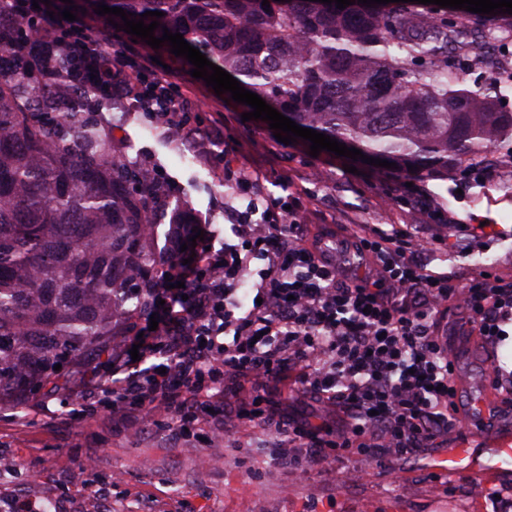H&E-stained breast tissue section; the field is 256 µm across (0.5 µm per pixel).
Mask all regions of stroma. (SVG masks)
Returning <instances> with one entry per match:
<instances>
[{"label":"stroma","mask_w":512,"mask_h":512,"mask_svg":"<svg viewBox=\"0 0 512 512\" xmlns=\"http://www.w3.org/2000/svg\"><path fill=\"white\" fill-rule=\"evenodd\" d=\"M73 3L108 34L111 48L132 43L141 55L158 57L147 79L176 69V81L189 96L188 121L219 128L220 139L187 142L131 99L123 100L122 113L105 115L130 159L157 171L172 198L187 199L193 216L213 226L216 247L234 238L225 203L246 205L225 184V169L259 170L266 176L268 197L299 198L315 212L312 232L330 241H343L342 224H401L432 241L422 257L427 270L448 274L458 284L482 270L512 283L511 143L494 148L484 168L452 169L443 178L408 177L360 160L350 173L344 169L346 157L325 150L310 156L307 140L287 145L275 138L268 122L243 121L244 105L192 77L182 58L112 28L91 0ZM184 152L193 153L194 164L181 161ZM418 194L430 197L431 206L413 203ZM443 213L452 215L453 223L442 224ZM443 325L461 379L486 377L489 364L512 371V335L494 349L480 344L453 308ZM257 396L281 401L289 415L310 424L328 420L322 404L286 396L271 384L230 398L224 409L230 443L210 441L208 422L191 426L187 440L177 442L166 413L151 425L133 409L74 422L66 396L38 394L21 403L20 420H0V512H11L22 498L51 506L53 512H470L477 488L469 473L451 476L445 489L429 480L442 454L438 448L402 461L346 455L333 471L289 474L267 455L273 429L237 418L239 405ZM45 405L57 410L58 418L43 416Z\"/></svg>","instance_id":"1"}]
</instances>
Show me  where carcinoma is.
Instances as JSON below:
<instances>
[{
	"label": "carcinoma",
	"instance_id": "cac0c4a2",
	"mask_svg": "<svg viewBox=\"0 0 512 512\" xmlns=\"http://www.w3.org/2000/svg\"><path fill=\"white\" fill-rule=\"evenodd\" d=\"M164 16L246 90L303 128L408 174L443 175L484 159L512 132V68L466 84L488 44H512V15L437 19L413 3L384 12L319 0H108ZM0 0V399L65 391L112 361L117 326L151 314L140 284L162 270L157 214L189 224L155 171L134 165L100 114L117 107L90 75L96 57L54 68L12 47L31 20ZM61 365L56 371L54 366Z\"/></svg>",
	"mask_w": 512,
	"mask_h": 512
}]
</instances>
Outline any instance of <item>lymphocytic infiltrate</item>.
<instances>
[{
	"instance_id": "f902f5d3",
	"label": "lymphocytic infiltrate",
	"mask_w": 512,
	"mask_h": 512,
	"mask_svg": "<svg viewBox=\"0 0 512 512\" xmlns=\"http://www.w3.org/2000/svg\"><path fill=\"white\" fill-rule=\"evenodd\" d=\"M72 31L89 42L101 34L80 19L67 27L43 24L21 52L50 62ZM149 67L118 51L100 57L95 77L124 99L139 95L138 74ZM154 100V115L182 138L219 137V129L185 122L187 98L177 84L158 79ZM240 181L249 203L242 211L227 210L238 244L218 253L211 249L210 226H203L197 243L191 225L177 226L169 267L150 284L158 327L144 333L139 360L117 347L105 377L75 384L82 416L131 407L147 422L163 409L181 439L188 424L201 422L200 407L223 406L226 387L285 382L335 412L336 428L312 426L271 404L240 409L238 417L273 427L278 438L271 454L293 470L329 472L348 453L404 458L437 447L460 410L437 315L456 305L478 335L499 342L512 325V284L479 274L453 285L424 267V243L396 224L356 239L353 254L368 263L370 274L348 278L342 260L325 246L305 243L302 205L268 200L261 176ZM190 242L195 256L188 264L181 247ZM255 259L263 266L251 294L237 297L234 285Z\"/></svg>"
}]
</instances>
